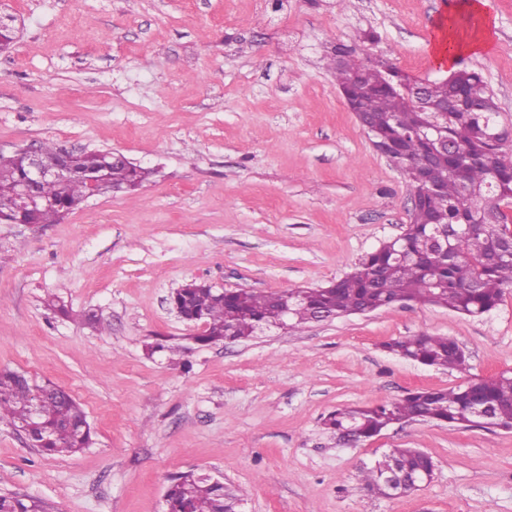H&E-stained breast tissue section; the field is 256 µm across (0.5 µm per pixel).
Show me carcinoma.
I'll use <instances>...</instances> for the list:
<instances>
[{"label": "carcinoma", "instance_id": "cac0c4a2", "mask_svg": "<svg viewBox=\"0 0 512 512\" xmlns=\"http://www.w3.org/2000/svg\"><path fill=\"white\" fill-rule=\"evenodd\" d=\"M344 63L334 66L336 85H349L355 71L362 86L354 107L381 141L401 143L400 161L415 173L412 185L431 186L427 197L403 234L361 258L345 277L322 288L288 290L280 294H252L191 283L175 302L184 313L207 326L202 343H234L272 327L298 329L319 315L333 318L373 312L395 304H429L461 315L478 317L495 310L512 291V259L501 250L512 242V158L489 138L497 123L498 105L482 75L460 69L447 81L426 86L424 100L413 103L400 88L383 86L385 73L377 59L362 60L354 49L340 48ZM461 93L468 106L457 111H433L441 100ZM435 122L461 150L450 166L426 162L425 143L415 133ZM486 157L495 170L469 163ZM80 170L101 175L97 194L115 187L133 191L148 179L149 171L115 161L108 150H82L72 156ZM24 178L22 159L0 158V223L55 224L86 201L87 185L78 180L46 183L40 195L46 202L27 212L20 210L16 190ZM479 227L464 231L466 222ZM386 351L419 364L466 371L465 351L449 336L421 333L393 339ZM413 420L448 424L490 421L512 428V371L491 377L472 376L452 388H419L403 398L374 407H343L328 414L327 429L343 439L356 435L366 441L390 425ZM0 422L23 426L35 449L45 455L75 453L92 444L91 427L81 405L64 389L47 381L34 384L25 373L0 369ZM432 457L418 448H395L364 471L363 488L385 497L414 491L412 486L392 490L391 476L411 477L431 472ZM243 494L219 478L193 471L175 474L166 490V512H242ZM49 505L31 496L0 494V512H48Z\"/></svg>", "mask_w": 512, "mask_h": 512}]
</instances>
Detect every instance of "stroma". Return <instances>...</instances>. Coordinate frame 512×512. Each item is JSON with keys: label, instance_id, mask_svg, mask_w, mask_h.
Returning <instances> with one entry per match:
<instances>
[{"label": "stroma", "instance_id": "stroma-1", "mask_svg": "<svg viewBox=\"0 0 512 512\" xmlns=\"http://www.w3.org/2000/svg\"><path fill=\"white\" fill-rule=\"evenodd\" d=\"M0 51V155L53 142L122 153L142 187L85 201L55 224H0V367L52 381L84 408L94 443L46 456L0 423V492L53 512H164L196 470L245 492V512H512V431L395 424L342 445L322 420L346 405L512 369V293L466 317L434 305L190 343L172 311L192 282L248 293L319 288L409 222L410 186L373 146L330 73L335 49L446 78L432 52L445 0H9ZM482 71L512 126V0H489ZM61 299L70 317L51 308ZM104 321L84 325V313ZM454 338L465 372L383 350ZM187 346L186 365L149 344ZM419 448L431 482L391 499L361 469Z\"/></svg>", "mask_w": 512, "mask_h": 512}]
</instances>
